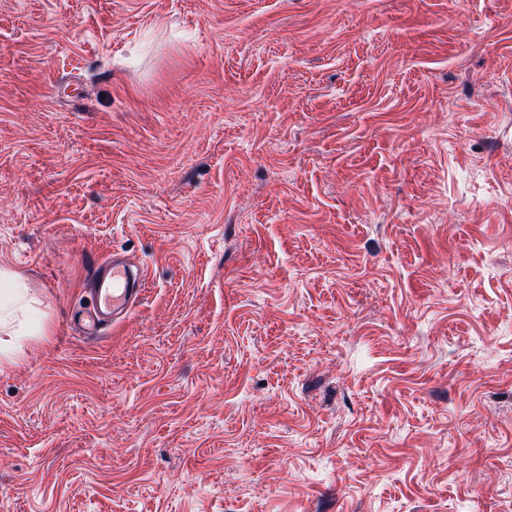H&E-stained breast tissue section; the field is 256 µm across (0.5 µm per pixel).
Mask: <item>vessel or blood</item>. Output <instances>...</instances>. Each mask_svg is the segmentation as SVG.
<instances>
[{
  "instance_id": "b4317fda",
  "label": "vessel or blood",
  "mask_w": 512,
  "mask_h": 512,
  "mask_svg": "<svg viewBox=\"0 0 512 512\" xmlns=\"http://www.w3.org/2000/svg\"><path fill=\"white\" fill-rule=\"evenodd\" d=\"M146 287V273L141 268L115 256L100 262L89 281L94 307L83 320L86 331L99 334L127 317Z\"/></svg>"
}]
</instances>
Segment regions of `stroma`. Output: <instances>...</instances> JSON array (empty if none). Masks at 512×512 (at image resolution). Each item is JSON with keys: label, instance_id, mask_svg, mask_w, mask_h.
Instances as JSON below:
<instances>
[{"label": "stroma", "instance_id": "1", "mask_svg": "<svg viewBox=\"0 0 512 512\" xmlns=\"http://www.w3.org/2000/svg\"><path fill=\"white\" fill-rule=\"evenodd\" d=\"M0 275V512H512V0H0ZM88 286L93 313L78 320L89 334L96 335L131 313L146 290L147 277L141 268L112 254L99 263Z\"/></svg>", "mask_w": 512, "mask_h": 512}]
</instances>
